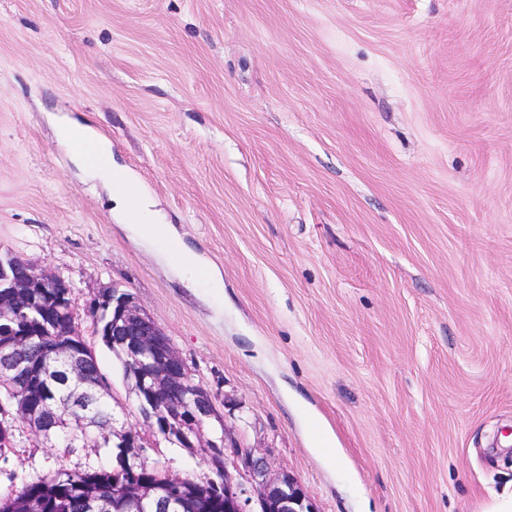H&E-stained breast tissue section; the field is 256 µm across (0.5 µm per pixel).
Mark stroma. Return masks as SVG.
Masks as SVG:
<instances>
[{"mask_svg": "<svg viewBox=\"0 0 512 512\" xmlns=\"http://www.w3.org/2000/svg\"><path fill=\"white\" fill-rule=\"evenodd\" d=\"M65 120L170 225L166 255L75 164ZM5 250L82 314L130 290L210 390L206 435L232 426L316 512H491L512 494V0H0ZM145 457L212 475L164 441ZM114 462L21 423L0 499Z\"/></svg>", "mask_w": 512, "mask_h": 512, "instance_id": "35a3bbf8", "label": "stroma"}]
</instances>
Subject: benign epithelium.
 Returning <instances> with one entry per match:
<instances>
[{
    "label": "benign epithelium",
    "mask_w": 512,
    "mask_h": 512,
    "mask_svg": "<svg viewBox=\"0 0 512 512\" xmlns=\"http://www.w3.org/2000/svg\"><path fill=\"white\" fill-rule=\"evenodd\" d=\"M48 300L53 316L64 327V336L51 342L44 352L66 361L67 370L55 378L68 383L74 379L67 404L81 409L87 395L81 391L80 376L87 372L89 355L94 353L86 346L84 353L71 351L64 337L74 336L79 329V315L72 301V285L50 269L15 255L0 254V335L10 329V335L18 332L12 325L27 321L20 299ZM86 315L92 320L95 335H101V321L112 316V352L125 363L127 379L138 400L143 428L128 427L123 435L127 444L144 453L156 444L161 435L176 433L192 451H202L210 458L217 448L231 449L240 459L249 476L245 485L224 471V512H313L306 493L289 474L271 476L264 458L244 448L229 427L224 436L209 438L204 432L205 423L217 416L212 396L204 385L188 391L192 372L161 326L146 312L135 296L118 284L101 287L93 292ZM0 343V386L15 387L16 377L31 367L27 339H18L12 350L4 352ZM185 490L183 477L165 471L162 477L145 489L132 490L129 484H114L110 496L99 494L88 500L89 512H107L109 503L131 501L133 512H171L174 503L183 504Z\"/></svg>",
    "instance_id": "obj_1"
}]
</instances>
